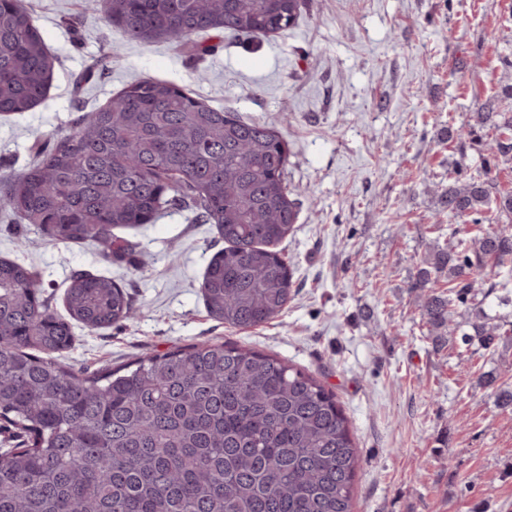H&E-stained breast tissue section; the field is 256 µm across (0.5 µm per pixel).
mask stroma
<instances>
[{
    "mask_svg": "<svg viewBox=\"0 0 512 512\" xmlns=\"http://www.w3.org/2000/svg\"><path fill=\"white\" fill-rule=\"evenodd\" d=\"M52 60L45 98L0 117V174L19 171L79 111L134 80L185 88L210 106L273 123L288 144L299 204L278 244L293 276L277 318L236 329L212 317L200 284L224 240L192 210L118 228L127 256L55 243L0 210V257L33 266L56 311L74 271L111 277L137 310L103 330L76 327L59 358L94 371L199 343L273 353L331 389L361 458L354 512H512V345L459 337L434 347L418 267L447 248L440 194L457 160L483 147L454 138L475 113H512V0H306L275 35H198L204 55L135 42L99 0H23ZM493 376L494 384L483 381Z\"/></svg>",
    "mask_w": 512,
    "mask_h": 512,
    "instance_id": "35a3bbf8",
    "label": "stroma"
}]
</instances>
